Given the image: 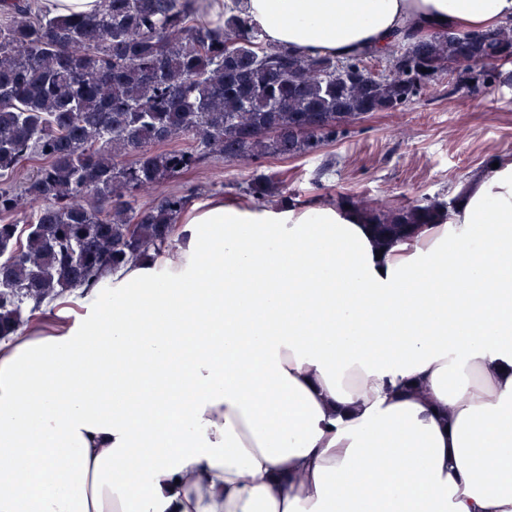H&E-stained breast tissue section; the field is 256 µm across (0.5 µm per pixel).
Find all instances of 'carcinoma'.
Listing matches in <instances>:
<instances>
[{
	"mask_svg": "<svg viewBox=\"0 0 512 512\" xmlns=\"http://www.w3.org/2000/svg\"><path fill=\"white\" fill-rule=\"evenodd\" d=\"M0 339L47 299L95 287L107 269L171 244L191 197L139 195L217 155L249 165L312 154L376 112H397L448 81L485 93L512 73V21L491 33L435 31L351 59L268 46L242 13L198 23L177 0H101L91 16L0 0ZM470 64L449 69L465 48ZM185 148H168L182 139ZM32 155L20 191L8 180ZM133 161L126 163L124 158ZM243 191L260 204L288 192L265 174ZM455 199L348 206L380 240L442 224Z\"/></svg>",
	"mask_w": 512,
	"mask_h": 512,
	"instance_id": "cac0c4a2",
	"label": "carcinoma"
}]
</instances>
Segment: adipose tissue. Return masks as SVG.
<instances>
[{"label": "adipose tissue", "mask_w": 512, "mask_h": 512, "mask_svg": "<svg viewBox=\"0 0 512 512\" xmlns=\"http://www.w3.org/2000/svg\"><path fill=\"white\" fill-rule=\"evenodd\" d=\"M351 58L512 0H247ZM379 246L331 202L189 204L0 341V512H512V159Z\"/></svg>", "instance_id": "1"}]
</instances>
